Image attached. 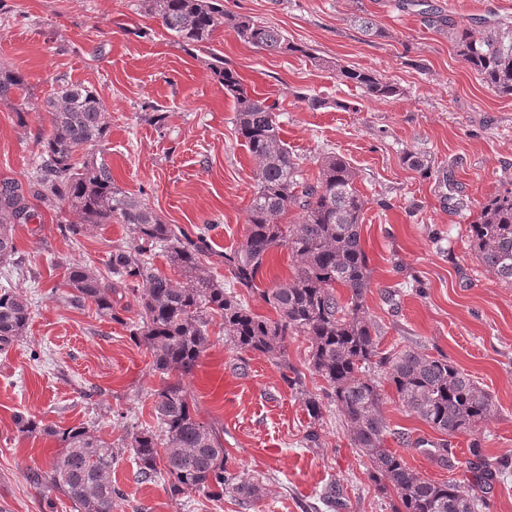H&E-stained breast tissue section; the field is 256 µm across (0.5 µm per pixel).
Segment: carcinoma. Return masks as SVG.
<instances>
[{
  "mask_svg": "<svg viewBox=\"0 0 512 512\" xmlns=\"http://www.w3.org/2000/svg\"><path fill=\"white\" fill-rule=\"evenodd\" d=\"M149 15L184 47L211 43L226 18L219 0H142ZM238 37L269 52H296L278 29L251 17L231 19ZM459 56L497 92L512 95V20L473 30L452 27ZM211 68L224 79V91L236 102L238 134L257 161L256 186L247 216L244 242L224 252L232 286L214 281L202 257L211 251L208 228L192 235L166 224L139 196L112 181L108 164L90 152L106 136L104 100L82 85L63 83L45 101L50 129L41 137L40 162L28 187L0 183V264L17 266L13 225L38 218L32 196L63 211L66 230L84 236L101 224L130 226L129 242L112 250L108 274L74 263L62 287L70 305H95L97 314L124 324L130 339L151 355L153 369L164 382L153 404L156 427L142 426L127 434L126 447L137 468L135 480L170 483L176 494L194 492L217 499L238 497L249 512L264 491L263 479L250 480L226 465L219 429L195 417L185 379L191 376L210 346L209 318L224 321V335L243 352H260L282 369L283 381L300 389L302 375L288 363V336L310 342L309 370L329 386L327 399L343 417L351 445L372 464L375 478L396 496L394 512H482L484 493L512 475V456L489 458L478 442L470 448L473 479L434 482L415 473L403 455L386 446L389 427L382 412L376 373L384 375L403 406L433 430L445 435L438 442L417 441L414 447L448 459V440L470 433L493 412L491 395L448 359L407 346L394 352L379 350L375 323L365 308L370 288L368 257L360 226L367 199L355 187L356 172L340 155L322 157L318 175L305 176L300 159L281 138L275 108L252 94L238 75L213 57ZM336 72L359 86L368 97L387 100L399 87L380 75L340 63ZM27 88L17 71L0 66V101ZM298 214L284 223L292 209ZM474 250L500 280L512 284V189L493 197L469 225ZM161 248L185 281L176 282L152 263ZM285 248L296 260L292 279L263 291L277 313L275 319L254 315L238 289L251 291L270 253ZM125 287L138 294V319L120 317L112 293ZM347 290V297L337 289ZM30 319L29 303L11 287L0 288V350L21 339ZM18 432L54 437L64 452L50 469H33L27 481L48 487L67 498L74 512H112V499L123 491L112 483L117 456L112 444L84 426L56 430L26 415L16 416Z\"/></svg>",
  "mask_w": 512,
  "mask_h": 512,
  "instance_id": "obj_1",
  "label": "carcinoma"
}]
</instances>
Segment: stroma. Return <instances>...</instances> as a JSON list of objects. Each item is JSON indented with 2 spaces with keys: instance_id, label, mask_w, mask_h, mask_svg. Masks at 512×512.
I'll list each match as a JSON object with an SVG mask.
<instances>
[{
  "instance_id": "obj_1",
  "label": "stroma",
  "mask_w": 512,
  "mask_h": 512,
  "mask_svg": "<svg viewBox=\"0 0 512 512\" xmlns=\"http://www.w3.org/2000/svg\"><path fill=\"white\" fill-rule=\"evenodd\" d=\"M221 3L225 14L279 28L294 51H263L227 23L210 44L183 48L141 0H0V66L22 73L29 88L27 96L0 101V182L30 178L50 125L45 101L58 85L96 90L108 133L94 152L113 181L145 198L165 223L191 232L208 227L207 267L229 282L221 256L245 239L257 163L237 133L234 102L209 66L222 58L275 105L281 137L306 174L317 175L319 158L329 153L354 167L355 186L368 200L365 303L381 349L413 346L446 357L491 394L494 414L475 432L450 438L442 460L413 449L439 433L407 411L390 384L381 386L388 448L427 479L470 480L473 441L487 456L512 454V286L479 262L467 231L484 202L512 189V95L465 64L448 25L493 24L512 16V0ZM363 18L380 35L363 32ZM336 60L390 80L400 96H364L337 77ZM314 98L319 107H311ZM157 114L162 123L154 122ZM408 152L426 156L429 169L409 168ZM34 208V223L14 227L19 269L0 270V286H18L30 302L26 335L0 351V512H74L56 491L27 483L30 469H48L62 449L52 438L19 433V413L59 429L84 426L115 446L112 481L123 495L112 512H242L228 494L210 501L172 495L161 481H135L136 463L122 442L133 427L154 425L163 378L124 325L91 305L69 307L56 293L69 264L105 270L130 229L102 224L75 239L55 211L40 202ZM294 266L287 249L275 250L258 290L242 292L244 304L275 318L260 291L290 279ZM207 329L210 347L186 384L197 419L222 429L229 467L264 476L253 512H393L394 494L380 489L368 458L351 447L335 406L312 424L271 358L234 348L220 318ZM312 425L316 448L303 443ZM400 432L408 444L399 443Z\"/></svg>"
}]
</instances>
